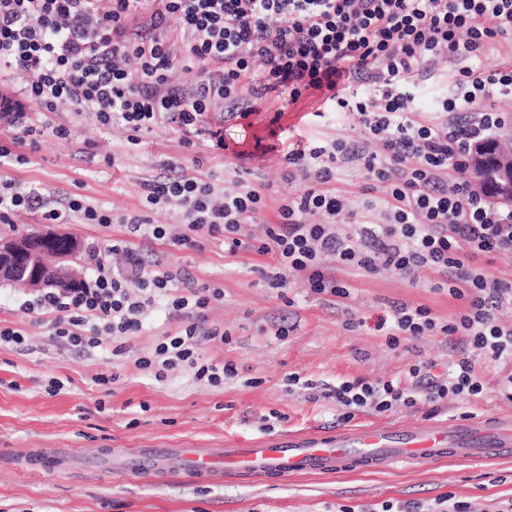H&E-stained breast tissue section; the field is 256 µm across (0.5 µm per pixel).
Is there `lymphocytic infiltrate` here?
Here are the masks:
<instances>
[{
    "instance_id": "obj_1",
    "label": "lymphocytic infiltrate",
    "mask_w": 512,
    "mask_h": 512,
    "mask_svg": "<svg viewBox=\"0 0 512 512\" xmlns=\"http://www.w3.org/2000/svg\"><path fill=\"white\" fill-rule=\"evenodd\" d=\"M511 36L512 0H0V65L20 75L31 103L121 123L133 145L159 125L177 131L188 147L208 137L212 152L238 174L219 193L205 178L170 164L166 174L142 182L145 209L137 214L112 217L72 199L69 209L84 223L125 226L126 237L113 240L111 251L126 256L131 273H114L99 261L92 286L41 292L24 309L50 316L55 336L73 347L96 348L111 336L118 356L164 300L178 326L143 368L159 379L183 366L201 381L233 378L231 365L202 363L195 354L199 337L224 339L203 316L223 300V289L197 288L188 274L147 268L131 240L166 238L187 248L205 234L223 237L227 253L244 248L245 228L262 213L264 194L240 179L247 154L232 148L208 115L245 119L262 101L287 106L312 91L322 94L324 110L354 115L368 138L332 137L288 150L284 179L298 189L283 198L257 247L277 256L265 281L286 288L300 277L315 293L344 298L349 289L328 273L324 258L368 272L384 267L412 280L432 269L465 304L458 322L439 327L425 307L401 303L391 308L388 335L438 328L512 362V323L496 317L512 304V284L476 263L512 253V211L491 207L459 175L465 145L501 121L500 113L478 110L479 101L494 92L512 95L511 64L487 73L471 61ZM443 58L457 62L456 78L439 116L425 119L411 109L416 81ZM177 73L184 77L179 85ZM374 142L379 151L371 150ZM352 163L365 176L359 213L337 186L339 170ZM171 205L185 226L172 238L149 216ZM411 374L412 387L344 381L327 395L352 414L414 405L420 388L432 403L483 390L466 353L448 382L416 368Z\"/></svg>"
}]
</instances>
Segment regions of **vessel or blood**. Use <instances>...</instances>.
Returning a JSON list of instances; mask_svg holds the SVG:
<instances>
[{"label": "vessel or blood", "instance_id": "b4317fda", "mask_svg": "<svg viewBox=\"0 0 512 512\" xmlns=\"http://www.w3.org/2000/svg\"><path fill=\"white\" fill-rule=\"evenodd\" d=\"M512 445V422L498 419L428 424L414 430L373 426L358 432L310 433L288 439H264L251 447L219 449H139L126 455V469L134 474H157L164 461L180 462V471L200 479L224 471L242 476L288 477L299 473L325 474L356 464L381 470L399 459L444 460L487 458Z\"/></svg>", "mask_w": 512, "mask_h": 512}]
</instances>
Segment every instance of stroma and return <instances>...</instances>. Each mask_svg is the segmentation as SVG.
I'll use <instances>...</instances> for the list:
<instances>
[{"label": "stroma", "mask_w": 512, "mask_h": 512, "mask_svg": "<svg viewBox=\"0 0 512 512\" xmlns=\"http://www.w3.org/2000/svg\"><path fill=\"white\" fill-rule=\"evenodd\" d=\"M454 75L453 65L439 64L424 78L414 111L434 117ZM319 106V95L309 94L282 113L270 100L265 111L246 120L214 115L225 140L253 155L245 163L246 180L265 186L262 221L249 227L254 237L262 236L265 223L275 222L288 191L281 182L288 168L283 151H255L256 144H272L271 122L304 141L336 133L359 141L366 137L354 116L331 112L319 118ZM52 120L69 129L67 138L44 134L37 146H20L25 163L0 167V179L35 190L43 209L0 222V235L40 231L48 226L43 211L62 213L56 228L82 241L86 279H93L102 258L124 267L122 256L108 252L123 228L81 223L68 209L70 197L112 214L143 210L142 181L175 160L188 175L225 185L223 158L203 141L184 148L167 126L144 135L136 146L128 143L123 127L101 125L89 113L63 107ZM135 246L149 264L186 270L197 286L223 289V301L211 304L204 316L207 326L223 328L224 340L199 338L195 351L200 362L233 365L235 376L211 384L180 367L159 381L140 368L139 359L151 356L163 334L177 326L166 308L128 339L123 355H113L108 336L100 347L81 351L53 336L46 316L23 310L29 291L0 279V326L26 334L23 345L0 344V512H339L343 506L379 512L386 501L432 512L436 499L449 493L473 512H504L512 505V456L403 461L382 472L297 474L277 481L226 473L202 483L177 472L164 479L127 475L113 465V449L220 448L228 439L246 445L310 429L415 427L512 414V400L499 386L512 365L477 349L470 355L483 391L474 398L432 404L421 397L412 407L366 408L348 420L341 406L323 398V386L343 381L407 384L414 368L447 380L460 356L459 336H402L393 344L378 328L396 302L425 307L437 325L456 322L464 303L449 294L437 272L423 271L413 282L392 271L370 273L331 259L328 267L350 287L342 299L312 293L301 279L283 290L268 287L263 273L275 264L273 255L251 248L229 255L218 238L206 236L180 250L161 240L139 239Z\"/></svg>", "instance_id": "35a3bbf8"}]
</instances>
